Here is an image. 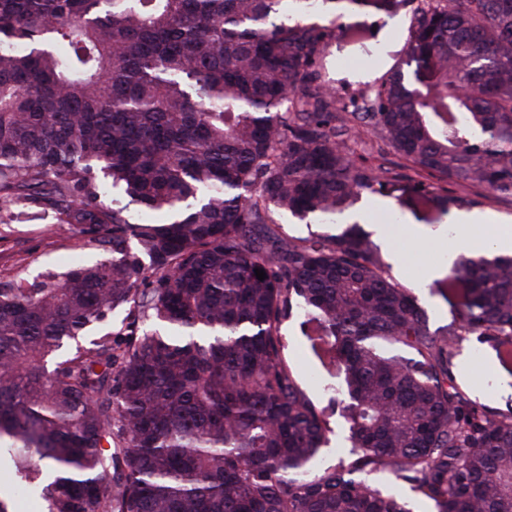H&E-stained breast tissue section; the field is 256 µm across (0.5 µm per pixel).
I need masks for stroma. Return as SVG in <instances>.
Returning a JSON list of instances; mask_svg holds the SVG:
<instances>
[{
	"instance_id": "stroma-1",
	"label": "stroma",
	"mask_w": 512,
	"mask_h": 512,
	"mask_svg": "<svg viewBox=\"0 0 512 512\" xmlns=\"http://www.w3.org/2000/svg\"><path fill=\"white\" fill-rule=\"evenodd\" d=\"M395 20L409 25L410 14L404 10L393 18L368 13L343 17L344 25H368L375 27L376 32L374 37L360 42L339 38L328 47L326 75L338 94L352 92L373 81L401 59L404 41L391 27ZM366 200L373 208L366 212L363 228L369 231L374 225L383 224L389 230L390 241L380 246L379 251L390 267L391 276L415 288L432 326L451 323L456 316L455 309L434 288H420L419 282L428 273L445 268L446 248L459 232L456 224L459 209L445 213L414 212L401 207L391 196L370 194ZM110 256L109 249L91 242L88 234L59 230L51 209L15 206L0 212V280L30 278L45 270L67 267L77 260L91 265ZM281 334L288 363L307 395L316 405H326L331 390L341 386V376L322 367L311 354L298 318L285 320ZM454 363L456 383L473 400L493 411L512 403V374L500 367L494 351L478 336L465 337Z\"/></svg>"
}]
</instances>
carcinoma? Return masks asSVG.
Instances as JSON below:
<instances>
[{
    "instance_id": "cac0c4a2",
    "label": "carcinoma",
    "mask_w": 512,
    "mask_h": 512,
    "mask_svg": "<svg viewBox=\"0 0 512 512\" xmlns=\"http://www.w3.org/2000/svg\"><path fill=\"white\" fill-rule=\"evenodd\" d=\"M406 6L404 58L338 95L327 47L373 35L339 20ZM395 192L512 204V0H0V204L43 202L112 252L0 281L18 488L43 512H413L365 479L386 470L436 512H512V407L452 375L470 334L512 370V258L454 262L435 329L360 224L299 242L276 220ZM293 309L343 374L329 411L282 355ZM335 413L349 454L318 469Z\"/></svg>"
}]
</instances>
